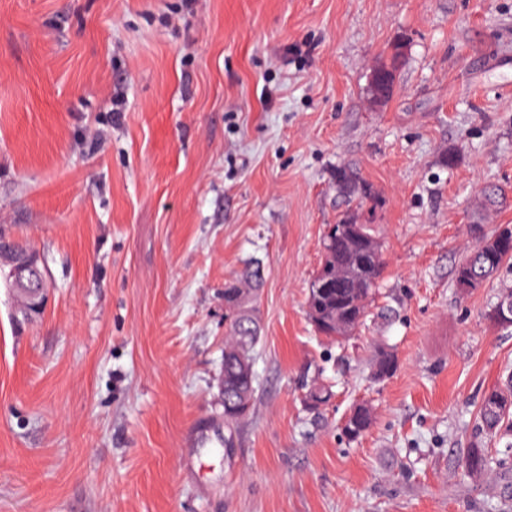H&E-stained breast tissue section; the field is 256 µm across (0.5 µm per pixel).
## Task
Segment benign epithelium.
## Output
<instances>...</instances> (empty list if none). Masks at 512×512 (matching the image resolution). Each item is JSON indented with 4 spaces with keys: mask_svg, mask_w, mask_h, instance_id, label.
<instances>
[{
    "mask_svg": "<svg viewBox=\"0 0 512 512\" xmlns=\"http://www.w3.org/2000/svg\"><path fill=\"white\" fill-rule=\"evenodd\" d=\"M1 260L10 266L8 288L25 299V315L41 311L47 301V284L37 256L15 244L0 252Z\"/></svg>",
    "mask_w": 512,
    "mask_h": 512,
    "instance_id": "obj_1",
    "label": "benign epithelium"
}]
</instances>
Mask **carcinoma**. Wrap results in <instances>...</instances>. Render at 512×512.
<instances>
[{"mask_svg": "<svg viewBox=\"0 0 512 512\" xmlns=\"http://www.w3.org/2000/svg\"><path fill=\"white\" fill-rule=\"evenodd\" d=\"M399 47L377 68L384 72L389 91H394L399 71ZM331 233L322 237L321 259L307 293V314L315 330L335 340L352 335L364 322L368 306L378 288L383 259L376 257L381 243L371 225L358 224L350 217L328 225ZM512 272V225L500 224L490 234L476 238L455 270V282L474 273L481 288L503 270ZM224 307L232 313L229 336L224 340V399L234 401L224 409V420L234 422L247 414L254 395L252 351L259 340L254 308L244 289L235 282L224 285ZM396 358L389 351L379 353L375 377L392 375ZM311 408L327 403L331 393L317 380L306 384ZM373 423L371 408L355 405L343 427L356 440ZM476 435L495 443L506 441L512 449V376L484 392L476 418ZM492 458L481 445L467 451L464 471L479 476L488 471Z\"/></svg>", "mask_w": 512, "mask_h": 512, "instance_id": "carcinoma-1", "label": "carcinoma"}]
</instances>
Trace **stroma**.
<instances>
[{
  "label": "stroma",
  "instance_id": "35a3bbf8",
  "mask_svg": "<svg viewBox=\"0 0 512 512\" xmlns=\"http://www.w3.org/2000/svg\"><path fill=\"white\" fill-rule=\"evenodd\" d=\"M346 215L384 271L336 342L305 302ZM474 224H512V0H0V232L47 278L25 322L0 284V512H512V455L461 466L512 372L487 318L512 273L454 284ZM248 269L256 393L228 424L224 285ZM398 46L394 47L393 52L389 59L380 62L377 67H374L370 74V85L372 89V100L375 103H381V101L384 99L386 91L384 89L383 84L381 83L379 79V71L384 72L385 79L387 82L388 90L390 91V96L392 95L396 81H397V74L399 71V59L401 53L399 52ZM378 68V69H377ZM388 98V99H389ZM343 427L344 434L350 440H356L369 430L373 423L371 408L366 404L355 405L347 416Z\"/></svg>",
  "mask_w": 512,
  "mask_h": 512
}]
</instances>
